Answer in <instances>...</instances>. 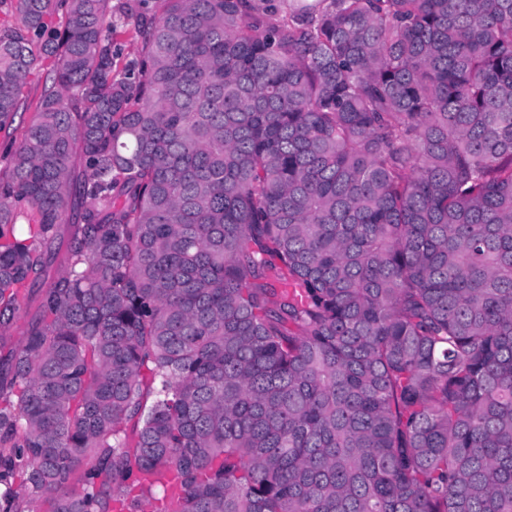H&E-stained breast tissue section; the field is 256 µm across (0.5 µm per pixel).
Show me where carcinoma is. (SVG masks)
Segmentation results:
<instances>
[{"label":"carcinoma","instance_id":"cac0c4a2","mask_svg":"<svg viewBox=\"0 0 512 512\" xmlns=\"http://www.w3.org/2000/svg\"><path fill=\"white\" fill-rule=\"evenodd\" d=\"M16 2L0 129L55 62L0 178V483L512 512V0H127L121 66L112 0ZM34 311V304L31 308L21 309L17 318L13 321L10 327L1 336L0 332V376L6 375L7 359L10 352L18 350L25 341V329L29 320V315ZM29 312V314H28ZM2 369V371H1ZM2 372V374H1Z\"/></svg>","mask_w":512,"mask_h":512}]
</instances>
